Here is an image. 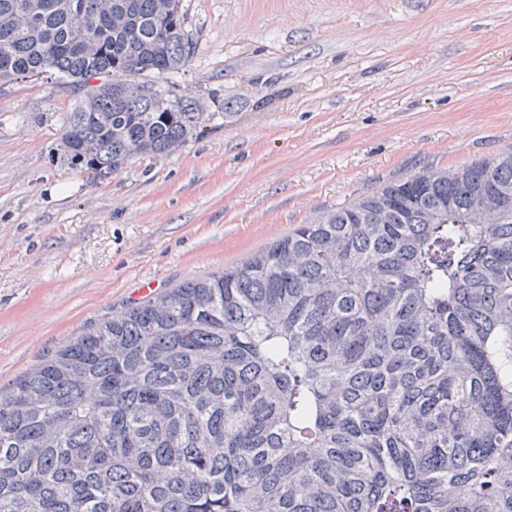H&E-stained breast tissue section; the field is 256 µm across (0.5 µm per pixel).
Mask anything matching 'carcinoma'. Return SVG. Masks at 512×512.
Listing matches in <instances>:
<instances>
[{
  "mask_svg": "<svg viewBox=\"0 0 512 512\" xmlns=\"http://www.w3.org/2000/svg\"><path fill=\"white\" fill-rule=\"evenodd\" d=\"M39 2L0 0V85L70 89L69 164L196 135L181 0ZM0 512H512V153L91 325L0 389Z\"/></svg>",
  "mask_w": 512,
  "mask_h": 512,
  "instance_id": "1",
  "label": "carcinoma"
}]
</instances>
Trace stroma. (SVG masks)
I'll return each mask as SVG.
<instances>
[{
  "mask_svg": "<svg viewBox=\"0 0 512 512\" xmlns=\"http://www.w3.org/2000/svg\"><path fill=\"white\" fill-rule=\"evenodd\" d=\"M207 120L109 177L75 97L0 87V388L104 315L241 262L380 184L512 151V0H181Z\"/></svg>",
  "mask_w": 512,
  "mask_h": 512,
  "instance_id": "1",
  "label": "stroma"
}]
</instances>
